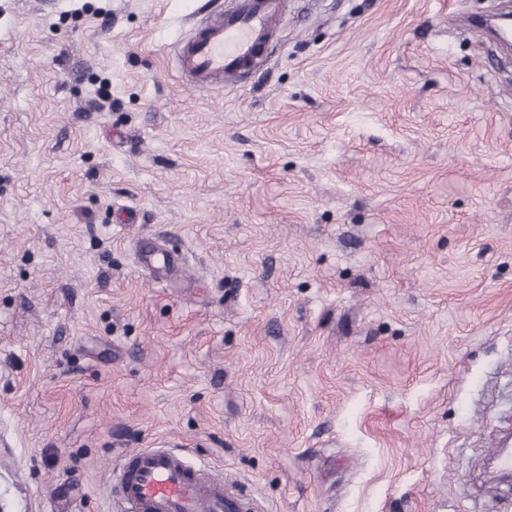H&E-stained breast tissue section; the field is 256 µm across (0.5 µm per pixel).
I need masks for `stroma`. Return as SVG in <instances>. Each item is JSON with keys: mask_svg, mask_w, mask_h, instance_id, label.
Listing matches in <instances>:
<instances>
[{"mask_svg": "<svg viewBox=\"0 0 512 512\" xmlns=\"http://www.w3.org/2000/svg\"><path fill=\"white\" fill-rule=\"evenodd\" d=\"M228 2L0 0V512L161 445L255 512H512V0H286L189 89ZM198 23L181 42L178 64L194 90H219L260 65L261 48L276 36L285 0H233Z\"/></svg>", "mask_w": 512, "mask_h": 512, "instance_id": "obj_1", "label": "stroma"}]
</instances>
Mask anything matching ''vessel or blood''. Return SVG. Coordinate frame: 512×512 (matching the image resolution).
Segmentation results:
<instances>
[{"mask_svg": "<svg viewBox=\"0 0 512 512\" xmlns=\"http://www.w3.org/2000/svg\"><path fill=\"white\" fill-rule=\"evenodd\" d=\"M284 7L285 0H232L197 24L178 52L185 84L219 90L258 67ZM117 491L126 512H252L249 502L228 493L223 477L168 448L129 452Z\"/></svg>", "mask_w": 512, "mask_h": 512, "instance_id": "b4317fda", "label": "vessel or blood"}]
</instances>
